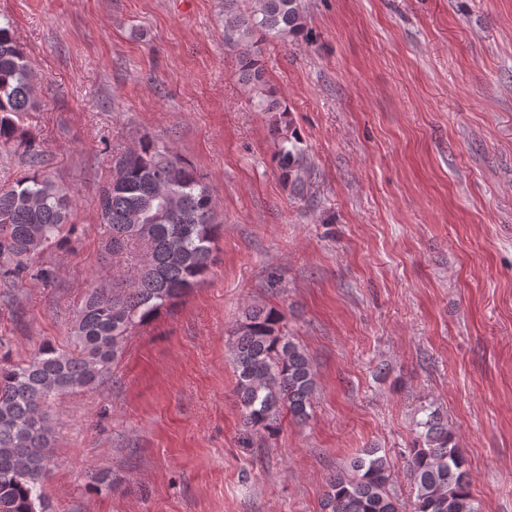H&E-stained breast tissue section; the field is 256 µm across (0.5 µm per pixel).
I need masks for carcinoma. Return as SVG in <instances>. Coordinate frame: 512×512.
<instances>
[{"mask_svg":"<svg viewBox=\"0 0 512 512\" xmlns=\"http://www.w3.org/2000/svg\"><path fill=\"white\" fill-rule=\"evenodd\" d=\"M224 44L239 55L243 80L263 112L277 103L263 92L264 72L255 36H304L302 0H222ZM42 104L25 48L6 16L0 18V148H18L27 173L0 181V280L48 284L55 271L36 266L45 249L67 240L73 225L69 194L42 170L40 142L24 117ZM292 122L279 132L274 161L297 197L305 194L303 155ZM101 188L100 222L110 229L109 250L145 248L138 278L95 288L78 309L73 349L46 342L35 357L0 366V512H51L45 493L53 432L45 404L52 397L93 389L111 372L132 330L171 310L210 272L223 220L208 184L174 149L145 139L111 159ZM234 395L244 425L273 433L282 411L310 416L316 375L309 354L289 335L282 313L247 307L231 338ZM414 512H478L466 459L448 420L431 409L416 421L408 449ZM394 466L380 448H368L349 470L329 478L322 512H402L391 492Z\"/></svg>","mask_w":512,"mask_h":512,"instance_id":"cac0c4a2","label":"carcinoma"}]
</instances>
